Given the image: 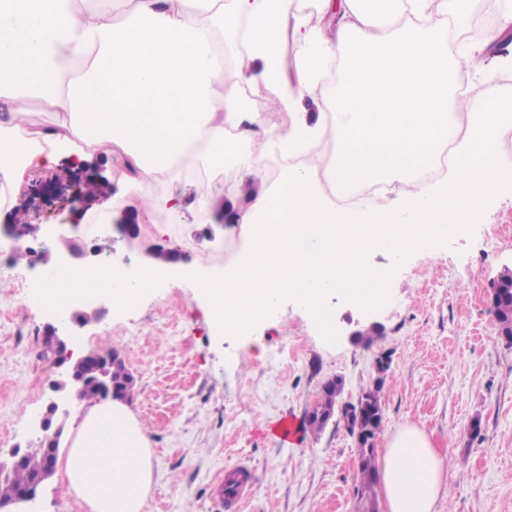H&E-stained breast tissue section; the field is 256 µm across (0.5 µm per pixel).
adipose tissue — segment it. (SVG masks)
Instances as JSON below:
<instances>
[{
	"label": "adipose tissue",
	"instance_id": "ef3b65f1",
	"mask_svg": "<svg viewBox=\"0 0 512 512\" xmlns=\"http://www.w3.org/2000/svg\"><path fill=\"white\" fill-rule=\"evenodd\" d=\"M333 10L341 23L332 32L321 20ZM472 10V0H313L309 10L299 0H78L68 9L0 0V194L27 171L116 146L146 207L177 219L180 156L203 143L195 161L217 172L237 151L225 128L265 132L281 178L241 214L243 251L196 288L223 333H245L290 295L325 317L334 295L382 292L390 272L371 266L372 255L404 259L512 195V167L497 151L512 100L455 85L473 67L472 52L452 49ZM289 36L299 47L292 61ZM228 57L250 64L229 76ZM336 66L334 120L274 132L265 112L243 104V86L257 84L279 110L319 102ZM34 102L54 114L52 131L28 120ZM326 140L336 145L332 197L313 154ZM447 143V174L425 178ZM377 180L398 182L390 205L340 204L355 184ZM76 410L59 454L68 494L87 512H142L152 486L145 427L119 400H80ZM378 475L388 512H435L444 458L425 430L404 425L387 436Z\"/></svg>",
	"mask_w": 512,
	"mask_h": 512
}]
</instances>
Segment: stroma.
Here are the masks:
<instances>
[{"mask_svg":"<svg viewBox=\"0 0 512 512\" xmlns=\"http://www.w3.org/2000/svg\"><path fill=\"white\" fill-rule=\"evenodd\" d=\"M493 48L479 54L464 76L491 96L512 94V69L494 65ZM124 153L91 154L80 174L87 193L83 210L66 215L63 201L45 204L42 188L65 176L63 166L34 174L19 187L11 209L0 213V244H10L13 224L34 225L27 242L67 234L85 239L88 218L106 211L136 212L135 237L112 232L105 260L125 283L145 269L171 271L159 285L117 315L73 328L90 349L120 351L135 377L126 404L146 427L152 491L144 512H230L224 475H248L240 512H386L381 485L360 497L358 450L344 424L319 434L300 433L284 445L270 431L284 416L302 420L336 376L344 400L357 401L372 386L375 361L390 358L382 397L385 431L411 423L423 428L446 459L436 512H512V346L497 336L491 289L512 268V198L492 203L460 235L415 251L392 265L382 296L364 306L339 295L321 322L295 299H284L257 319L246 336L217 333L197 296L190 272L223 267L243 248L233 225L205 223L195 207L198 186L181 191L180 223H158L138 209L122 184ZM48 248L13 269L0 267V454L28 448L47 405L56 395L51 369L41 358L50 318L29 281L57 266ZM377 321L384 334L372 347L348 342L351 323ZM482 430L471 438L469 427ZM16 512H86L62 482L47 480Z\"/></svg>","mask_w":512,"mask_h":512,"instance_id":"stroma-1","label":"stroma"}]
</instances>
